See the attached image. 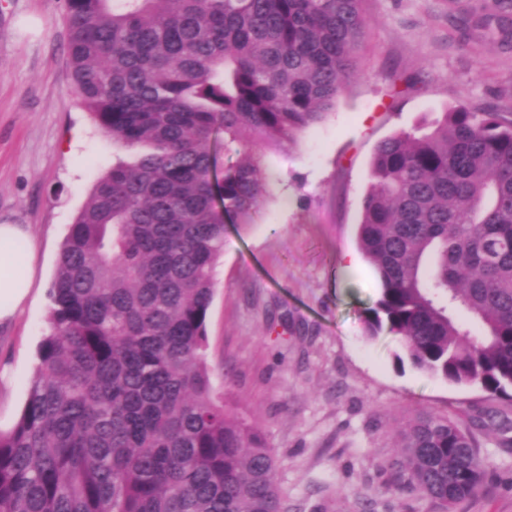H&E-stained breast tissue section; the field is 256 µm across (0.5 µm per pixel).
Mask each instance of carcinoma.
<instances>
[{"mask_svg":"<svg viewBox=\"0 0 512 512\" xmlns=\"http://www.w3.org/2000/svg\"><path fill=\"white\" fill-rule=\"evenodd\" d=\"M363 0H65L82 107L135 151L70 225L27 398L0 433V512H288L263 430L231 414L207 363L225 219L263 199L262 150L336 104ZM483 26L512 20L485 0ZM238 155L216 177L217 149ZM357 243L381 294L366 338L399 362L512 400V112L458 106L376 147ZM464 311L481 326L475 336ZM422 413L398 490L467 512L488 480L477 431Z\"/></svg>","mask_w":512,"mask_h":512,"instance_id":"1","label":"carcinoma"}]
</instances>
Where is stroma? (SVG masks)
I'll return each instance as SVG.
<instances>
[{
    "mask_svg": "<svg viewBox=\"0 0 512 512\" xmlns=\"http://www.w3.org/2000/svg\"><path fill=\"white\" fill-rule=\"evenodd\" d=\"M481 0H365L344 93L294 141L267 150L251 223L227 222L213 270L208 363L229 407L257 422L291 512H433L388 487L400 428L431 411L462 420L512 403L398 363L394 336L366 339L380 295L357 226L377 144L463 105L512 106V42L456 15ZM64 0H0V224H26L42 280L0 327V431L23 408L49 328L61 245L119 153L73 93ZM491 478L468 512H512V448L481 437Z\"/></svg>",
    "mask_w": 512,
    "mask_h": 512,
    "instance_id": "stroma-1",
    "label": "stroma"
}]
</instances>
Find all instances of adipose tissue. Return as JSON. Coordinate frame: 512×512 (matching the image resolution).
Instances as JSON below:
<instances>
[{
  "instance_id": "ef3b65f1",
  "label": "adipose tissue",
  "mask_w": 512,
  "mask_h": 512,
  "mask_svg": "<svg viewBox=\"0 0 512 512\" xmlns=\"http://www.w3.org/2000/svg\"><path fill=\"white\" fill-rule=\"evenodd\" d=\"M37 249L27 225L0 224V325L13 323L30 301Z\"/></svg>"
}]
</instances>
